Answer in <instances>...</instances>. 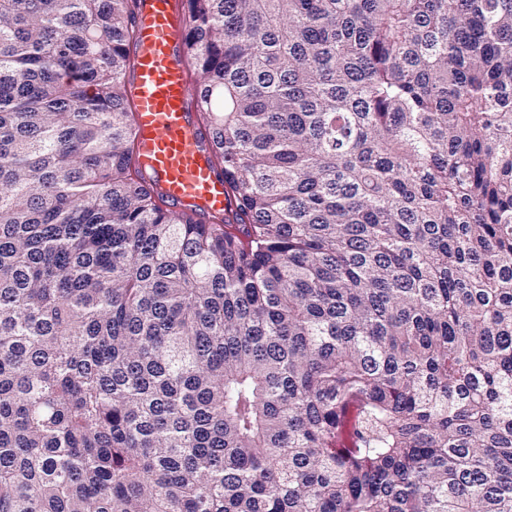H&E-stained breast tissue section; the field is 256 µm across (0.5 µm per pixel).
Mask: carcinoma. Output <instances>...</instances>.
<instances>
[{
  "instance_id": "cac0c4a2",
  "label": "carcinoma",
  "mask_w": 512,
  "mask_h": 512,
  "mask_svg": "<svg viewBox=\"0 0 512 512\" xmlns=\"http://www.w3.org/2000/svg\"><path fill=\"white\" fill-rule=\"evenodd\" d=\"M135 3L0 0V512H512V0H184L222 224ZM186 23L181 0L138 1L128 94L139 135L134 159L170 209L193 206L206 224H219L228 211V188L210 130L193 112L195 74L182 40Z\"/></svg>"
}]
</instances>
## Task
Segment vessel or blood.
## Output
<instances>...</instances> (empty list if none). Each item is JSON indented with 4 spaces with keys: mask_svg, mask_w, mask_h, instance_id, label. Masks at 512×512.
Here are the masks:
<instances>
[{
    "mask_svg": "<svg viewBox=\"0 0 512 512\" xmlns=\"http://www.w3.org/2000/svg\"><path fill=\"white\" fill-rule=\"evenodd\" d=\"M181 0H138V42L128 101L138 131L135 163L170 209L195 207L206 223L228 211L224 171L190 87L195 80L182 33Z\"/></svg>",
    "mask_w": 512,
    "mask_h": 512,
    "instance_id": "b4317fda",
    "label": "vessel or blood"
}]
</instances>
